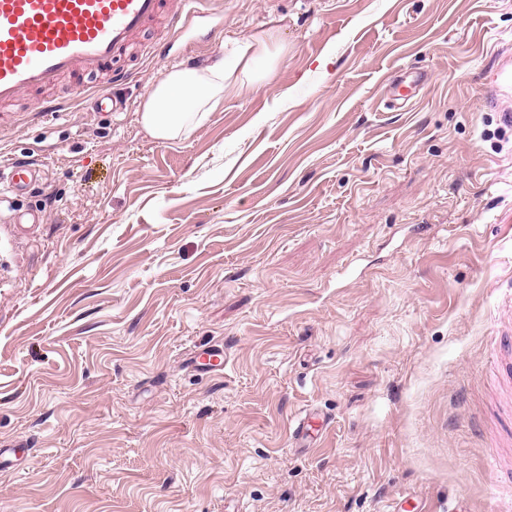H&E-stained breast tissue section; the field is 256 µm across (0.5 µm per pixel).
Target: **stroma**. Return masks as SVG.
<instances>
[{
  "instance_id": "stroma-1",
  "label": "stroma",
  "mask_w": 512,
  "mask_h": 512,
  "mask_svg": "<svg viewBox=\"0 0 512 512\" xmlns=\"http://www.w3.org/2000/svg\"><path fill=\"white\" fill-rule=\"evenodd\" d=\"M202 9L120 112L0 117V170L36 171L0 205V512H506L485 344L512 331V91L487 96L512 0ZM264 31L287 54L262 87L145 132L164 74ZM206 346L223 373L187 367Z\"/></svg>"
}]
</instances>
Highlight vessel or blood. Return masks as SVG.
<instances>
[{
    "mask_svg": "<svg viewBox=\"0 0 512 512\" xmlns=\"http://www.w3.org/2000/svg\"><path fill=\"white\" fill-rule=\"evenodd\" d=\"M201 0H0V105L34 95L32 110L45 111L37 92L70 79L74 94L94 93L101 113L118 104L109 90L127 73L122 61L139 37L158 21L168 31L201 17ZM512 338L490 342L489 385H496L501 359ZM194 366L206 373L224 370V351H197Z\"/></svg>",
    "mask_w": 512,
    "mask_h": 512,
    "instance_id": "1",
    "label": "vessel or blood"
}]
</instances>
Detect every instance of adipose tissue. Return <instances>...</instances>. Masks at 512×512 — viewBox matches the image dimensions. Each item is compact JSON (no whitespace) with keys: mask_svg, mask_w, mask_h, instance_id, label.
Here are the masks:
<instances>
[{"mask_svg":"<svg viewBox=\"0 0 512 512\" xmlns=\"http://www.w3.org/2000/svg\"><path fill=\"white\" fill-rule=\"evenodd\" d=\"M283 54L272 33L254 34L236 40L227 55L215 58L204 68L167 73L153 85L143 104V128L157 140L180 139L225 96L260 86Z\"/></svg>","mask_w":512,"mask_h":512,"instance_id":"adipose-tissue-1","label":"adipose tissue"}]
</instances>
